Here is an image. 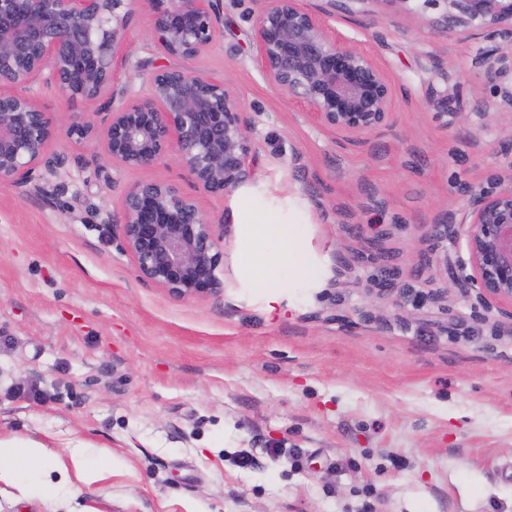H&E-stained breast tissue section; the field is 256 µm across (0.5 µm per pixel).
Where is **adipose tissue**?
<instances>
[{"label":"adipose tissue","instance_id":"1","mask_svg":"<svg viewBox=\"0 0 512 512\" xmlns=\"http://www.w3.org/2000/svg\"><path fill=\"white\" fill-rule=\"evenodd\" d=\"M263 232L275 238L279 251L275 259L259 263L254 252H245L244 266H260L259 278L264 287L276 288L298 273L304 264L303 239L297 226L279 223L273 216L263 219ZM49 453L45 443L32 438H0V482L11 483L24 478L39 480L40 490H48L45 468Z\"/></svg>","mask_w":512,"mask_h":512}]
</instances>
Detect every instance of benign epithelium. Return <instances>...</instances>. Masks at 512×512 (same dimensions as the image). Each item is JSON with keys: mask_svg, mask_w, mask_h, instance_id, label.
I'll return each mask as SVG.
<instances>
[{"mask_svg": "<svg viewBox=\"0 0 512 512\" xmlns=\"http://www.w3.org/2000/svg\"><path fill=\"white\" fill-rule=\"evenodd\" d=\"M256 61L318 127L352 146L392 124L395 87L385 69L330 21L372 15L383 3L427 25L477 41L471 66L492 85L494 107L512 112V0H263ZM148 14L169 57L193 59L223 26L222 0H0V187L52 195L50 177L65 157L49 153L57 126L40 103L56 89L91 108L72 116L68 134L92 141L109 166L144 170L174 156L205 194L232 193L255 175L250 127L224 81L157 66L145 93L118 87L123 36L133 4ZM429 10L432 17L425 16ZM460 210L444 209L424 239H466L457 258L458 295L512 322V167L475 185ZM101 223L118 229L141 280L177 299L224 291L226 221L170 183L142 180L122 193Z\"/></svg>", "mask_w": 512, "mask_h": 512, "instance_id": "7a95c632", "label": "benign epithelium"}]
</instances>
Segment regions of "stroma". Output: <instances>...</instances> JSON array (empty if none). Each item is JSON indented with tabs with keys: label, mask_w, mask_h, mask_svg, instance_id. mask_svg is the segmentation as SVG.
I'll use <instances>...</instances> for the list:
<instances>
[{
	"label": "stroma",
	"mask_w": 512,
	"mask_h": 512,
	"mask_svg": "<svg viewBox=\"0 0 512 512\" xmlns=\"http://www.w3.org/2000/svg\"><path fill=\"white\" fill-rule=\"evenodd\" d=\"M223 4V36L187 63L224 80L255 148L249 185L200 198L229 222L223 292L179 300L140 279L100 213L138 181L193 182L172 159L102 167L68 136L58 92L41 96L67 159L53 198L0 188V437L101 470L79 493L55 472L53 492L0 482V512H512V332L471 301L424 298L455 286L463 249L427 251V225L512 164V114L464 119L490 97L474 44L390 5L336 20L395 85L392 127L350 146L255 63L260 0ZM124 44L133 97L171 59L138 7ZM244 203L306 241L305 272L281 288L239 262L276 251L238 223ZM390 272L410 293L369 295Z\"/></svg>",
	"instance_id": "stroma-1"
}]
</instances>
